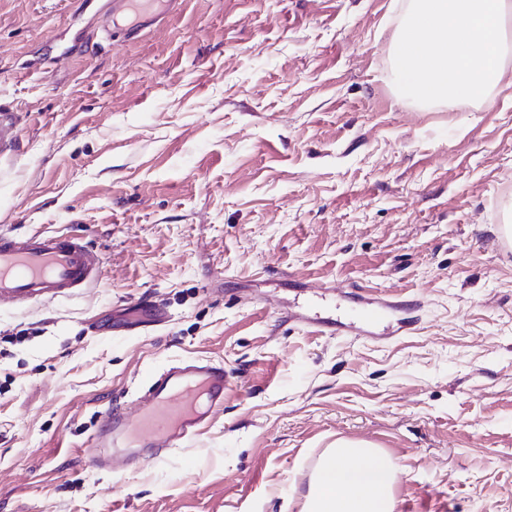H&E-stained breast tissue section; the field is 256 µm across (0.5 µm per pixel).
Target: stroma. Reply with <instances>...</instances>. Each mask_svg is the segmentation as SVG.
I'll return each mask as SVG.
<instances>
[{
	"instance_id": "1",
	"label": "stroma",
	"mask_w": 512,
	"mask_h": 512,
	"mask_svg": "<svg viewBox=\"0 0 512 512\" xmlns=\"http://www.w3.org/2000/svg\"><path fill=\"white\" fill-rule=\"evenodd\" d=\"M406 0H185L96 45L80 0H0V232L85 233L104 280L0 303V512H301L339 438L396 512H512V52L483 104L399 95ZM360 335H321L400 296ZM166 322L125 328L129 308ZM223 361L224 410L163 460L83 453L150 372ZM18 137L17 120L14 114L0 106V157L14 151Z\"/></svg>"
}]
</instances>
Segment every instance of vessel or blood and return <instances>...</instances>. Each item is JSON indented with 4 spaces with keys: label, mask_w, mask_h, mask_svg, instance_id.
<instances>
[{
    "label": "vessel or blood",
    "mask_w": 512,
    "mask_h": 512,
    "mask_svg": "<svg viewBox=\"0 0 512 512\" xmlns=\"http://www.w3.org/2000/svg\"><path fill=\"white\" fill-rule=\"evenodd\" d=\"M184 0H105L96 12L100 40L132 39L180 11ZM18 143L14 114L0 107V155ZM102 277L99 253L84 235H0V301L52 300L96 286ZM231 386L223 362L202 360L151 374L135 413L101 412L85 454L99 467L112 459L144 464L182 447L224 406Z\"/></svg>",
    "instance_id": "obj_1"
}]
</instances>
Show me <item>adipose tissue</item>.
Instances as JSON below:
<instances>
[{
  "mask_svg": "<svg viewBox=\"0 0 512 512\" xmlns=\"http://www.w3.org/2000/svg\"><path fill=\"white\" fill-rule=\"evenodd\" d=\"M398 471L372 443L339 438L322 455L302 512H395Z\"/></svg>",
  "mask_w": 512,
  "mask_h": 512,
  "instance_id": "adipose-tissue-1",
  "label": "adipose tissue"
}]
</instances>
